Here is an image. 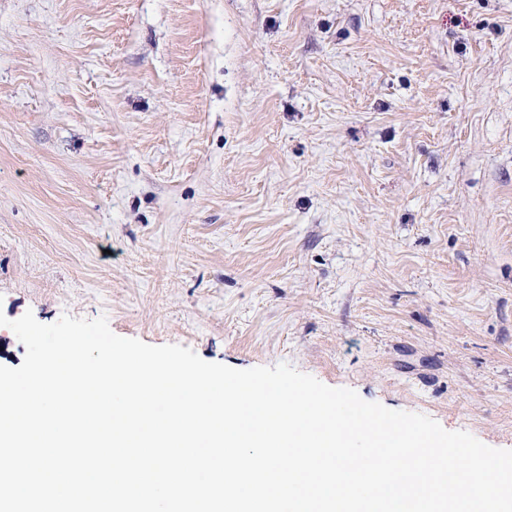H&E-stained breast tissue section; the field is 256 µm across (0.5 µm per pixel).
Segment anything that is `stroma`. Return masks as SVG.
I'll use <instances>...</instances> for the list:
<instances>
[{"label":"stroma","mask_w":512,"mask_h":512,"mask_svg":"<svg viewBox=\"0 0 512 512\" xmlns=\"http://www.w3.org/2000/svg\"><path fill=\"white\" fill-rule=\"evenodd\" d=\"M28 311L512 449V0H0Z\"/></svg>","instance_id":"obj_1"}]
</instances>
